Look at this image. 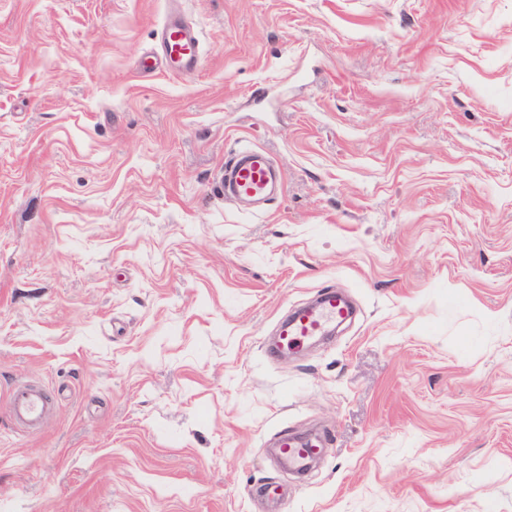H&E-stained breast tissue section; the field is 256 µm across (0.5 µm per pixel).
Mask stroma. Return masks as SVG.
I'll return each instance as SVG.
<instances>
[{"label": "stroma", "mask_w": 512, "mask_h": 512, "mask_svg": "<svg viewBox=\"0 0 512 512\" xmlns=\"http://www.w3.org/2000/svg\"><path fill=\"white\" fill-rule=\"evenodd\" d=\"M0 512H512V0H0ZM160 52L182 72H193L201 63L202 49L199 37L188 23L175 20L163 25L159 32ZM224 200L261 206L282 195L279 169L259 148L240 147L224 164ZM348 314L349 310L334 291L324 292L316 304L302 309L281 323L280 344L288 350L293 342L324 336L330 325ZM9 412L16 426L23 431L40 430L50 409L40 387L18 382L8 390ZM280 448L283 459L290 465H299L307 457L316 455L320 451L317 445L298 442L288 437L281 440Z\"/></svg>", "instance_id": "obj_1"}]
</instances>
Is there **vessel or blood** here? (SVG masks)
<instances>
[{
    "label": "vessel or blood",
    "mask_w": 512,
    "mask_h": 512,
    "mask_svg": "<svg viewBox=\"0 0 512 512\" xmlns=\"http://www.w3.org/2000/svg\"><path fill=\"white\" fill-rule=\"evenodd\" d=\"M160 52L164 60L180 71L193 72L201 63L199 37L188 23L175 20L163 25L159 32ZM223 188L225 200L261 206L281 196L284 190L279 169L270 155L259 148H238L224 164ZM341 298L332 291L321 294L319 301L302 309L279 328L280 344L326 335L330 325L348 316ZM9 412L16 426L23 431L41 429L50 409L40 387L18 382L8 390ZM283 459L291 465L301 464L307 457L318 454L319 448L290 438L280 442Z\"/></svg>",
    "instance_id": "obj_1"
}]
</instances>
